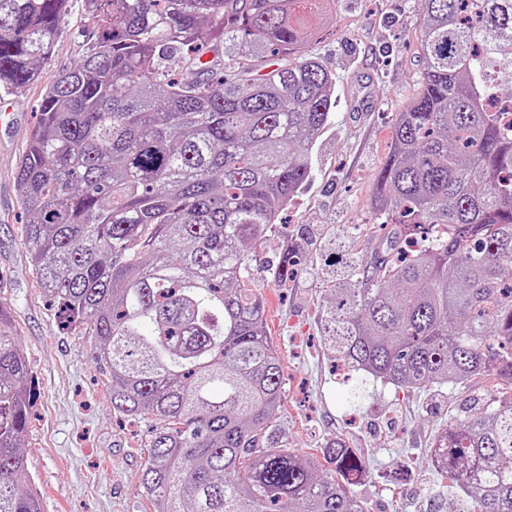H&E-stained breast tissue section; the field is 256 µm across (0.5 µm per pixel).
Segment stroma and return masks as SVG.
I'll return each instance as SVG.
<instances>
[{
	"label": "stroma",
	"instance_id": "1",
	"mask_svg": "<svg viewBox=\"0 0 512 512\" xmlns=\"http://www.w3.org/2000/svg\"><path fill=\"white\" fill-rule=\"evenodd\" d=\"M334 31L312 53L336 76L329 123L309 151L311 176L264 240L251 278L269 300L270 337L283 364L280 423L288 448L307 451L341 437L367 463L352 492L365 512H448V478L432 463L433 444L483 391V379L441 391L401 390L349 369L333 370L322 344L321 313L335 253L328 241L370 254L383 234L370 208L374 176L390 147L396 112L422 80L420 0H334ZM82 0H72L44 66L45 77L78 63L87 50ZM42 85L0 92L11 113L0 122V274L13 323L35 377L23 452L25 482L42 512H148L139 490L148 423L114 412L93 339L78 335L33 277L22 241L27 216L16 187L19 159L37 120ZM296 273L276 281L286 249Z\"/></svg>",
	"mask_w": 512,
	"mask_h": 512
}]
</instances>
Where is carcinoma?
Here are the masks:
<instances>
[{
	"instance_id": "1",
	"label": "carcinoma",
	"mask_w": 512,
	"mask_h": 512,
	"mask_svg": "<svg viewBox=\"0 0 512 512\" xmlns=\"http://www.w3.org/2000/svg\"><path fill=\"white\" fill-rule=\"evenodd\" d=\"M70 2L0 0V89L42 79ZM301 2L83 0L90 45L46 84L18 163L33 275L94 337L112 409L154 423L152 512H364L349 486L366 465L342 439L285 448L281 355L250 283L335 90L309 52L333 0ZM423 2L421 85L374 179L388 231L333 272L323 342L400 389L491 377L433 459L472 512H512V125L485 107L512 88V0ZM176 53L195 79L170 73ZM35 397L0 303V512H41L22 481Z\"/></svg>"
}]
</instances>
